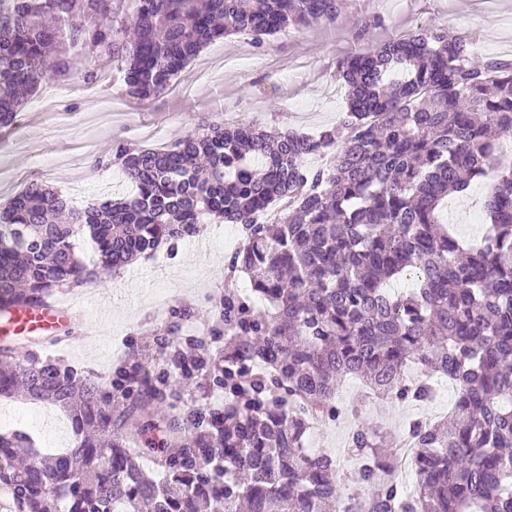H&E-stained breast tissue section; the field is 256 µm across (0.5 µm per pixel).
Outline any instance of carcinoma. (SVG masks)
Instances as JSON below:
<instances>
[{"instance_id": "cac0c4a2", "label": "carcinoma", "mask_w": 512, "mask_h": 512, "mask_svg": "<svg viewBox=\"0 0 512 512\" xmlns=\"http://www.w3.org/2000/svg\"><path fill=\"white\" fill-rule=\"evenodd\" d=\"M133 2L128 16L117 0H0V127L47 81L79 73L97 84L96 58L118 66L141 105L219 39L247 34L264 48L344 8ZM75 51L87 59L79 71ZM337 75L347 111L316 136L214 121L162 149L120 139L95 164L120 169L133 194L75 209L33 181L0 202V310L117 275L207 224L247 229L224 263L208 333L181 337L190 311L173 310L157 374L130 359L102 382L50 355L0 349V397L62 408L74 435L48 454L25 433L0 432L9 512H512V157L498 151L512 133V61L421 26L342 58ZM474 180L492 187L485 233L465 246L441 211ZM86 234L91 268L75 252ZM399 279L410 288L395 294ZM438 376L456 386L448 424L416 420L401 438L361 424L348 438L358 465L341 476L329 455L304 452L311 422L343 416L346 378L424 403ZM199 378L224 392L223 410L184 400V383ZM154 406L173 412L163 427ZM403 441L414 449L409 493L394 470ZM214 457L222 481L207 467Z\"/></svg>"}]
</instances>
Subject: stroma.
I'll list each match as a JSON object with an SVG mask.
<instances>
[{
    "instance_id": "obj_1",
    "label": "stroma",
    "mask_w": 512,
    "mask_h": 512,
    "mask_svg": "<svg viewBox=\"0 0 512 512\" xmlns=\"http://www.w3.org/2000/svg\"><path fill=\"white\" fill-rule=\"evenodd\" d=\"M366 14L383 19L371 32L373 47L418 26L437 25L465 33L478 56L512 57V0H346L335 24L276 33L263 50L243 35L209 45L180 74V91L141 106L128 103L123 111H105L108 100L120 97L119 84L89 87L78 79L57 111L43 113L27 103L13 131L0 137V198L17 194L34 179L78 207L132 193L122 173L97 167L95 156L119 139L145 148L164 146L205 120L276 123L306 134L335 125L346 110L336 63L359 50L355 26ZM231 244L230 225L213 224L203 241L183 240L174 253L138 260L103 285L58 294V301L80 313L85 335L56 350V357L104 378L118 361L117 351L134 340L146 350L144 367L154 369L156 341L172 309L190 308L193 321H206L209 297L224 286ZM338 396L358 416L323 425L322 443L324 453L343 470L357 465L341 457L356 423L400 434L412 420L444 419L445 405L454 398L445 392L423 405L391 401L371 395L355 378L343 382ZM8 429L27 432L50 453L73 441L70 421L59 408L0 397V430Z\"/></svg>"
}]
</instances>
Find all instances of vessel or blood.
Here are the masks:
<instances>
[{
	"instance_id": "1",
	"label": "vessel or blood",
	"mask_w": 512,
	"mask_h": 512,
	"mask_svg": "<svg viewBox=\"0 0 512 512\" xmlns=\"http://www.w3.org/2000/svg\"><path fill=\"white\" fill-rule=\"evenodd\" d=\"M74 318L72 308L55 302L0 312V345L16 350L73 343L79 338L72 327Z\"/></svg>"
}]
</instances>
